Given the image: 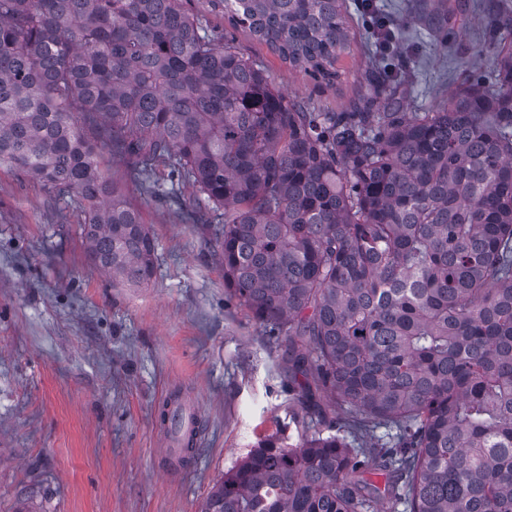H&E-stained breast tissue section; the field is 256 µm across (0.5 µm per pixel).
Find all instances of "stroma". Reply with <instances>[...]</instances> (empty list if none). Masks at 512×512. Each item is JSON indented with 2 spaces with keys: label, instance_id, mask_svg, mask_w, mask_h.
I'll use <instances>...</instances> for the list:
<instances>
[{
  "label": "stroma",
  "instance_id": "obj_1",
  "mask_svg": "<svg viewBox=\"0 0 512 512\" xmlns=\"http://www.w3.org/2000/svg\"><path fill=\"white\" fill-rule=\"evenodd\" d=\"M499 0H376L404 32L407 109L443 103L489 70L486 34ZM351 39L336 79L314 85L249 32L234 44L288 100L322 112L364 93L376 44L350 14ZM112 183L139 209L155 240L145 288L113 285L86 255L73 199L0 167V512H200L211 488L265 436L297 437L288 354L224 294L216 227L190 224L164 193L167 168L148 195L120 158ZM195 398L203 427L188 468L158 467L160 414Z\"/></svg>",
  "mask_w": 512,
  "mask_h": 512
}]
</instances>
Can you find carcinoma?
<instances>
[{"mask_svg":"<svg viewBox=\"0 0 512 512\" xmlns=\"http://www.w3.org/2000/svg\"><path fill=\"white\" fill-rule=\"evenodd\" d=\"M185 0H0V165L83 203L91 263L149 284L155 243L102 165L195 189L224 288L288 349L309 413L201 512H512V32L493 75L409 112L371 63L340 112L286 100ZM314 80L336 77L346 0H212ZM98 126L88 138L75 115ZM384 428L383 437L375 431ZM382 476L377 485L373 477Z\"/></svg>","mask_w":512,"mask_h":512,"instance_id":"1","label":"carcinoma"}]
</instances>
